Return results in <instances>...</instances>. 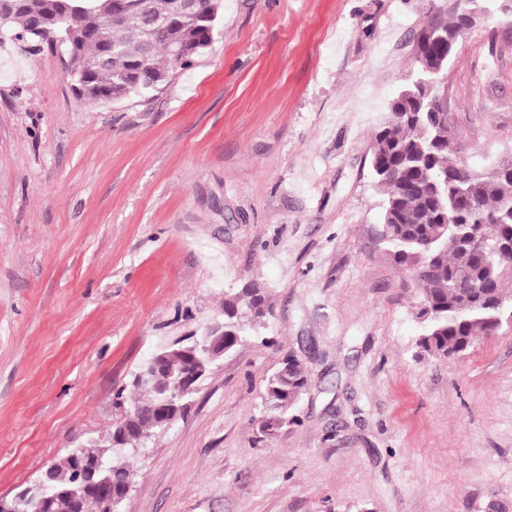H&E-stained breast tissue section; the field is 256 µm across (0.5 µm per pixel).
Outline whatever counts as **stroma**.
Wrapping results in <instances>:
<instances>
[{
	"label": "stroma",
	"instance_id": "35a3bbf8",
	"mask_svg": "<svg viewBox=\"0 0 512 512\" xmlns=\"http://www.w3.org/2000/svg\"><path fill=\"white\" fill-rule=\"evenodd\" d=\"M440 2L224 0L192 67L92 105L64 49L0 53V499L106 438L115 392L251 284L272 315L130 457L121 512L512 505V330L419 356L415 288L376 237L371 138ZM487 6L442 83L476 168L512 154V17ZM289 355L308 385L265 435Z\"/></svg>",
	"mask_w": 512,
	"mask_h": 512
}]
</instances>
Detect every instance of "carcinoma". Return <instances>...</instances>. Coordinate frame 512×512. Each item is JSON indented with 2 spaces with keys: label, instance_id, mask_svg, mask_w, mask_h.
I'll return each mask as SVG.
<instances>
[{
  "label": "carcinoma",
  "instance_id": "obj_1",
  "mask_svg": "<svg viewBox=\"0 0 512 512\" xmlns=\"http://www.w3.org/2000/svg\"><path fill=\"white\" fill-rule=\"evenodd\" d=\"M477 9L479 0L441 5L419 29L408 82L391 100L370 148L383 212L394 214L380 244L417 289L416 345L436 360L463 355L477 338L494 335L512 318V256L506 265L485 259L512 245V158L483 169H450L465 147L419 88L423 81L444 77L427 72L424 63L457 47L465 35L463 11ZM222 10L223 0H0V48L11 43L36 55L55 47V36L69 20L67 44L74 56L67 71L76 99L83 104L117 101L160 90L177 71L191 67L211 46ZM176 42L193 50L180 62L171 54ZM247 314L253 320L272 314L267 296L251 285L224 296V354L248 336ZM161 353L164 358L148 384H133L138 398L126 406L124 390L115 393L138 440L75 449L84 461L101 459L95 479L114 488L135 480L126 453L158 432L157 404L176 391L186 367L180 345ZM307 382L302 362L293 356L288 367L268 377L261 432L272 434L281 422L294 419L291 412ZM75 464L67 456L53 465L49 493L56 495L55 510L102 512L95 495L73 497Z\"/></svg>",
  "mask_w": 512,
  "mask_h": 512
}]
</instances>
